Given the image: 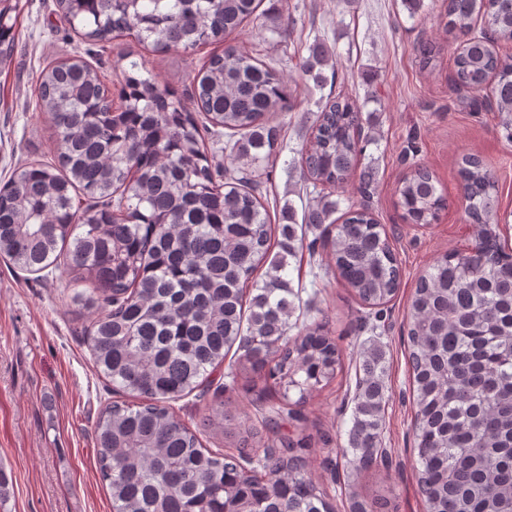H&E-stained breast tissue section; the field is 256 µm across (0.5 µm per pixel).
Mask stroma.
<instances>
[{"instance_id":"obj_1","label":"stroma","mask_w":512,"mask_h":512,"mask_svg":"<svg viewBox=\"0 0 512 512\" xmlns=\"http://www.w3.org/2000/svg\"><path fill=\"white\" fill-rule=\"evenodd\" d=\"M444 8L443 0H424L413 18L404 0H261L257 24L229 38L244 54L274 65L294 103L290 111L271 114L270 124L280 131L276 158L253 176L272 223L302 219L317 204L321 188L305 181L290 162L310 140L320 100L349 93L363 104L364 132L372 138L361 162L376 174L367 195L358 193L354 177L338 197L345 206L369 205L402 268L400 291L373 331L363 325L364 306L331 265L305 255L288 270L289 279L302 287L308 317L325 322L342 357L335 377L308 397L303 421L283 422L279 429L299 428L310 435L309 468L317 481L333 484L336 512H348L340 451L348 445L352 425L359 352L373 335L383 342L389 362L384 446L393 466L363 474L358 490L368 496L389 492L397 512H424L413 468L415 408L404 396L410 385L407 305L428 265L444 253L466 249L473 237L459 191L462 156H478L494 174L496 231L512 248V143L502 138L487 93L455 87L453 57L460 41L437 21ZM16 16L12 49L0 56L1 183L19 165L56 154L53 129L36 107V94L40 71L57 60L76 57L96 66L118 108L128 58L144 59L160 84L176 89L185 107L195 109L194 78L211 47L192 54L180 49L155 53L130 36L93 44L61 19L56 0H19ZM427 40L436 41L442 54L435 68L423 70L414 49ZM319 41L335 50L331 65L323 69V84L299 67ZM417 166L434 174L448 199L438 221L426 227L405 219L394 193L398 180ZM82 289L70 277H38L0 259V471L6 476L0 512H112L99 480L94 430L116 395L89 348L91 325L105 308L73 304V295ZM214 383L215 390L204 396L172 402L188 426L199 427L218 403L238 417L260 420L281 402L271 387L242 379L228 387L220 376Z\"/></svg>"}]
</instances>
